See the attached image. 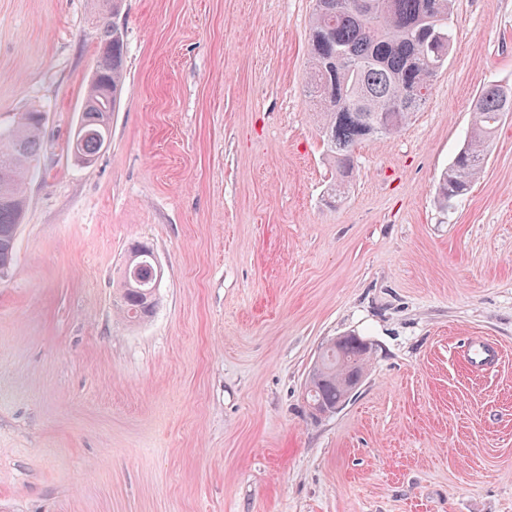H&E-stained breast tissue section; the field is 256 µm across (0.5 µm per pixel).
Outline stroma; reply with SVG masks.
<instances>
[{
  "label": "stroma",
  "mask_w": 512,
  "mask_h": 512,
  "mask_svg": "<svg viewBox=\"0 0 512 512\" xmlns=\"http://www.w3.org/2000/svg\"><path fill=\"white\" fill-rule=\"evenodd\" d=\"M312 8L123 0L125 86L81 165L98 0H0V127L45 114L0 280V512H512V116L470 192L436 199L474 96L512 86V0H455L424 109L358 147L334 204ZM135 241L162 279L130 327ZM347 333L365 378L313 415L310 368ZM128 252L116 289V307L129 322L141 323L153 316L158 305L156 290L161 270L148 245L133 244Z\"/></svg>",
  "instance_id": "35a3bbf8"
}]
</instances>
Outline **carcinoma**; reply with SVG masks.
Listing matches in <instances>:
<instances>
[{
	"mask_svg": "<svg viewBox=\"0 0 512 512\" xmlns=\"http://www.w3.org/2000/svg\"><path fill=\"white\" fill-rule=\"evenodd\" d=\"M347 2L315 0L307 46L308 93L317 108L319 136L336 166L334 198L354 178L355 148L399 133L424 108L431 82L453 47L448 19L454 0H370L374 7L368 13L344 7ZM121 4L122 0H100L95 73L72 143L75 157L83 163L96 158L111 138V115L124 85ZM414 90L423 94L413 97ZM472 113L469 136L438 184L444 200L467 194L482 172L498 126L512 113V87L484 86ZM42 116L39 110L23 112L14 125L0 129V280L13 265L27 208L25 185L40 150ZM160 275L148 245L129 248L116 300L119 313L129 322L153 316ZM369 355L353 339L328 345L318 372L309 377L310 404L336 408L364 377Z\"/></svg>",
	"mask_w": 512,
	"mask_h": 512,
	"instance_id": "1",
	"label": "carcinoma"
}]
</instances>
